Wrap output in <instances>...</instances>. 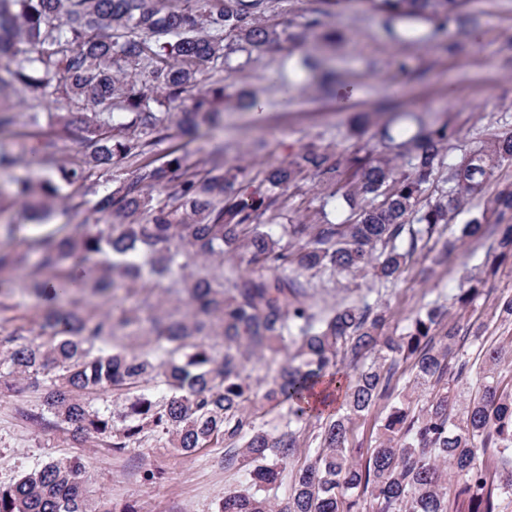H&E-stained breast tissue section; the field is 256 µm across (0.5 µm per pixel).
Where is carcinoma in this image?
Returning a JSON list of instances; mask_svg holds the SVG:
<instances>
[{
    "mask_svg": "<svg viewBox=\"0 0 512 512\" xmlns=\"http://www.w3.org/2000/svg\"><path fill=\"white\" fill-rule=\"evenodd\" d=\"M391 23L417 17L447 28L466 0H370ZM269 0H0V130L14 124L4 100L23 94L36 112L76 107L54 138L16 154L0 149V170L23 157L58 168L72 187L21 183L0 201L33 197L66 212L104 219L61 224L27 249L0 242V275L26 271L21 291L43 305L37 330L0 336V382H19L39 395L40 420L81 442L122 451L164 436L181 454L224 446L226 468H245V487L224 494L219 512H274L262 491L293 458L309 399L328 382L344 396V413L326 420L309 462L293 477L279 512H504L512 499V336L495 343L436 334L447 310L433 304L404 333H382L380 300L363 296L336 307L319 304L316 278L371 268L382 285L395 283L406 257L442 234L449 214L512 159V135L473 151L448 168V191L420 206L425 186L443 164L455 136L448 124L419 130L403 143L406 170L369 155L346 168L305 150L267 170L263 192H243L248 167L224 171L180 146L165 161L146 156L169 139L168 121L194 137L220 124L230 85L221 72L237 48L261 52L295 37L288 26L261 23ZM209 84L201 89L204 79ZM179 112L169 108L185 101ZM84 153L58 165L64 143ZM127 162L131 176L112 179ZM304 171L331 196L352 204L342 224H266L281 192ZM106 177L103 189L94 175ZM483 216L462 225L451 246L494 237L495 257L482 276L453 295L460 307L483 294L502 266L512 264V224H488L486 214H512V187L482 203ZM124 218L110 224L108 218ZM189 312L159 308L101 310L157 279ZM494 316L512 323V296ZM284 355L262 393L245 362ZM411 363L400 384L397 371ZM287 406L288 423L270 432L259 423L265 406ZM379 418L365 444L353 425ZM456 482L447 485V475ZM85 465L56 458L0 485V512H116L88 495Z\"/></svg>",
    "mask_w": 512,
    "mask_h": 512,
    "instance_id": "cac0c4a2",
    "label": "carcinoma"
}]
</instances>
